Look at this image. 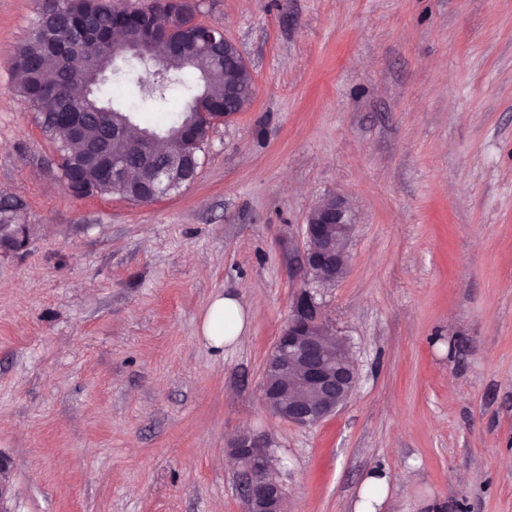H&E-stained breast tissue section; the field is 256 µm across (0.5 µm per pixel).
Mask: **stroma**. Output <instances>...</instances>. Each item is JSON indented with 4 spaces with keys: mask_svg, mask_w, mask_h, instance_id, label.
<instances>
[{
    "mask_svg": "<svg viewBox=\"0 0 512 512\" xmlns=\"http://www.w3.org/2000/svg\"><path fill=\"white\" fill-rule=\"evenodd\" d=\"M256 86L194 183L138 205L66 190L5 55L0 0V466L13 512H247L226 461L264 435L286 512H512V0H195ZM343 197L322 292L359 381L304 428L263 402L306 273L300 226ZM235 297L248 338L203 333ZM18 210L19 207L16 202L8 199L0 200V227L1 230L4 227H9L10 231L2 230L5 237H12L19 234L22 231L16 224L18 222ZM379 491L377 496H372V491ZM387 492V477L386 475H382L381 473H375L366 480L364 484V488L362 491V495L365 498H370V500L374 501L375 505H378L385 497ZM363 502L357 508V512H376L375 506H371V502Z\"/></svg>",
    "mask_w": 512,
    "mask_h": 512,
    "instance_id": "35a3bbf8",
    "label": "stroma"
}]
</instances>
